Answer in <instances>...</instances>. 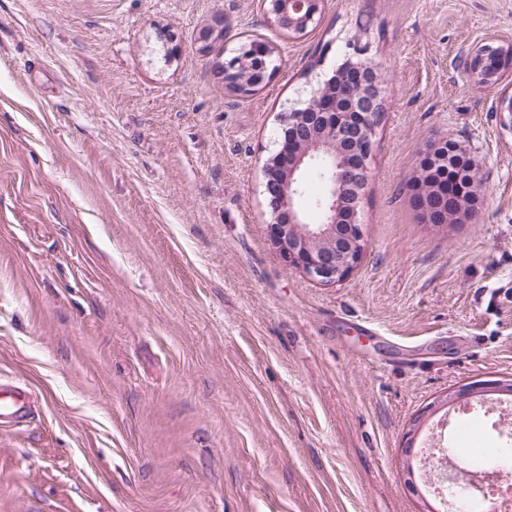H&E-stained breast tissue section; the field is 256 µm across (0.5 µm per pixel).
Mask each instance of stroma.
I'll return each instance as SVG.
<instances>
[{"label":"stroma","instance_id":"stroma-1","mask_svg":"<svg viewBox=\"0 0 512 512\" xmlns=\"http://www.w3.org/2000/svg\"><path fill=\"white\" fill-rule=\"evenodd\" d=\"M226 21L275 49L239 97L197 53ZM512 46V0H323L299 38L264 0H0V512H439L404 445L447 422L458 461L512 418L442 407L512 378V128L460 58ZM362 54L386 112L344 281L271 248L260 166L277 115ZM467 149L480 202L427 223L431 144ZM224 33V18L221 15L213 16L209 22L198 33L196 39V48L199 51H208L211 47L217 45L221 40L220 36ZM413 188L416 192V206L420 209L424 218L429 223L437 222L438 224H441L439 222H442L448 224H459L471 217L472 212L470 207L477 200V194L474 192L466 200H460L456 202L450 209H448L447 213L446 211H442L441 207L439 206L442 202L441 196L437 199L438 205H435V200L433 197H429V189L424 183L423 177L413 180ZM511 390V379L495 381L477 380L458 389L448 391L444 405H455L471 399H478L484 403L489 395L511 397ZM33 409L34 399L27 390L11 382L0 383V425H21Z\"/></svg>","mask_w":512,"mask_h":512}]
</instances>
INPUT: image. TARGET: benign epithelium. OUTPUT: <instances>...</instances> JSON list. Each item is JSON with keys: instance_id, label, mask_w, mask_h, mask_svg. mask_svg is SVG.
<instances>
[{"instance_id": "1", "label": "benign epithelium", "mask_w": 512, "mask_h": 512, "mask_svg": "<svg viewBox=\"0 0 512 512\" xmlns=\"http://www.w3.org/2000/svg\"><path fill=\"white\" fill-rule=\"evenodd\" d=\"M266 13L274 25L287 35H300L316 23L320 0H269ZM224 33V18L213 16L198 33L196 48L207 51L220 42ZM512 53L507 46L482 45L463 62V69L474 83L493 87L501 76L495 66L485 63V69L472 70L471 58L490 51ZM274 51L262 40L240 46L238 56L224 63V71L245 70L251 73L249 61L262 57L255 83L265 84L277 69L273 64ZM357 71L356 93L348 109L336 108V82L346 66ZM332 72L318 85L310 98L294 103L281 113L280 125L287 139L278 140L277 149L261 167L264 191L272 195L270 209V244L281 259L310 281L332 285L346 279L360 262L364 242L359 220L360 204L371 171V157L376 130L382 119V81L370 62H348ZM496 111L504 123L512 127V94L503 90L497 96ZM317 165L322 169L326 188L317 202L319 222L314 223L300 206L305 194L302 174ZM416 206L430 222L459 224L471 217V206L477 200L472 194L456 202L448 211L441 210L429 196L424 178L413 180ZM509 380H477L448 391L445 403L486 401L489 395L509 396Z\"/></svg>"}]
</instances>
